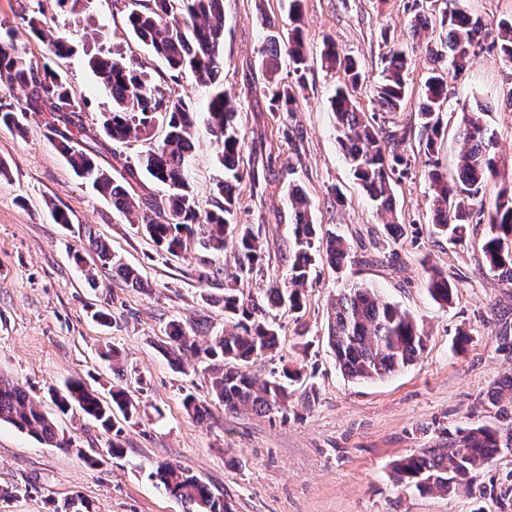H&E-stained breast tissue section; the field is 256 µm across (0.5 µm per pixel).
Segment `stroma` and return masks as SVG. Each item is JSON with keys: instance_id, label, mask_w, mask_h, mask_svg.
Wrapping results in <instances>:
<instances>
[{"instance_id": "obj_1", "label": "stroma", "mask_w": 512, "mask_h": 512, "mask_svg": "<svg viewBox=\"0 0 512 512\" xmlns=\"http://www.w3.org/2000/svg\"><path fill=\"white\" fill-rule=\"evenodd\" d=\"M23 2L43 8L47 25L68 37L73 51L54 65L84 98L90 120L112 108L110 94L87 65L88 55L98 52L138 60L162 90L195 103L191 181L201 206L210 207L217 171L204 111L211 85L189 75L172 83L163 63L127 38L114 0H79L63 10L53 0H0V24H16ZM412 3L302 0L312 56L306 87L296 112L276 116L269 110L260 52L264 33L256 16L262 10L283 13L286 0H224V91L238 110L244 162L261 164L271 152L280 156L266 182L239 187L237 221L259 233L265 258L260 271L240 279L237 289L259 297L287 274V188L293 181L311 200L313 222L352 245L349 275L413 315L427 337L425 351L407 368L373 381L347 378L327 343L328 311L342 283L319 261L301 312L277 313L283 330L275 359L248 366L252 376L264 379L282 365L304 364L306 379L296 384L282 412L225 410L203 376L179 372L163 351L170 320H204L211 330L223 328L224 306L217 298L234 269L232 251L208 257L194 243L185 258L162 256L109 199L75 176L53 145L45 114H28L20 131L0 125V163L8 171L0 177V373L53 414L59 434L69 441L50 447L0 424V489L13 492L0 500V512H51L54 503L76 495L92 512H192L150 479L161 462L197 475L231 512H512V495L502 500L423 493L394 470L397 461L436 446L446 434L493 421L483 395L512 377V350L498 341L503 329L512 330V288L488 270L482 252L486 227L471 226L460 245L433 234L424 181L432 160L454 174L462 114L475 111L473 90L479 87L493 105L487 123L500 172L480 196L492 201L503 184L512 183V70L502 67L496 52L481 49L470 70L449 77L451 109L442 116L437 152L428 157L419 144L418 103L433 63L424 49H415L405 107L377 114L386 128L407 134L410 167L391 183L396 217L404 226L397 244L387 245L383 219L337 140L330 98L339 76L318 59L325 36L357 57L367 81L375 82L381 55L411 41ZM434 8L466 9L492 29L512 18V0H436ZM285 126L293 130L295 145L281 138ZM56 208L68 214V223L55 222ZM92 234L139 269L140 287H129L99 262L88 244ZM208 262L225 273L204 283L199 275ZM432 268L455 284L451 305L430 297ZM103 307L112 312L111 325L94 317ZM302 330L311 343L305 353L297 345ZM461 330L471 340L460 353L455 339ZM111 348L120 354L119 366L101 357ZM72 379L104 398L115 387L135 391L142 413L124 423L121 455L108 454L110 435L101 427L81 414L58 412L49 390ZM187 393L205 405L203 419L185 414ZM96 456L102 464L90 467L89 458Z\"/></svg>"}]
</instances>
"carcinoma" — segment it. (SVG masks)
Instances as JSON below:
<instances>
[{
  "instance_id": "carcinoma-1",
  "label": "carcinoma",
  "mask_w": 512,
  "mask_h": 512,
  "mask_svg": "<svg viewBox=\"0 0 512 512\" xmlns=\"http://www.w3.org/2000/svg\"><path fill=\"white\" fill-rule=\"evenodd\" d=\"M126 16L132 38L158 56L171 72L170 79L189 72L215 86L207 106V122L215 151L218 178L215 179L212 208L201 207L190 182L189 162L195 149L191 128L197 113L194 104L168 94L154 84L135 62L120 53L93 56L89 66L112 97V110L93 123L81 96L67 84L64 75L48 63H38L19 45L16 32L0 33V80L19 87L25 99L19 108L0 105V123L23 129L30 112L49 114L48 130L56 149L74 174L86 180L129 223L137 225L165 254L182 258L191 240L199 238L201 247L222 254L233 244L234 278L252 274L262 265L264 247L253 228L235 219L239 204L238 189L245 180L254 187L261 177L255 167L243 165L244 134L238 111L224 94L220 76L224 70V0H116ZM43 11L22 10L19 18L28 36L45 44L56 57L71 51L66 35L50 29L40 18ZM265 32L263 66L268 74L269 107L272 112H294L298 90L304 88L309 70V55L304 43V18L300 0H290L287 19L262 12L257 16ZM412 38L426 45L433 60L447 58L448 65L434 68L424 83L418 104L421 137L426 155L436 152L442 128V112L450 107L448 75L467 69L475 51L482 48L489 35L479 20L463 11L442 13L440 19L414 12L409 21ZM288 27V39L282 40L281 28ZM500 36L492 42L500 62L512 65V20L499 23ZM288 56V81L279 76V61ZM322 64L342 74V82L331 100L336 132L343 156L353 176L385 218L386 234L396 240L403 235V225L396 221L390 180L403 175L410 166L404 153L405 135L378 129L376 114L359 105L365 77L357 61L339 52L335 40L324 39ZM411 56L406 50L393 49L381 56L380 78L372 87L380 111L399 112L407 102L406 77ZM477 111L463 114L459 136L462 139L456 174L448 179L438 163L425 172L430 194V217L434 232L457 245L465 241L474 219H486L483 253L489 271L504 285L512 287V187L503 188L493 202L475 200L481 187L496 176L492 156L494 134L484 123L489 106L476 102ZM162 131L160 140L154 132ZM141 136L151 147L131 162L112 150L113 164L104 167L97 155L110 142L125 143L131 136ZM150 180L165 188L157 198L143 197L135 208L130 192ZM293 237L288 275L270 285L263 296H244L235 288L224 289V329L199 343L195 329L181 321L167 325L170 361L185 372L184 356L191 355L201 367L190 366L193 373L207 378L214 396L224 408L238 412L251 410L269 414L285 406L288 388L302 379L296 367H282L270 378L249 376L243 367L251 360L272 358L277 352L282 326L271 317L274 309L299 312L304 306L303 290L308 283L315 256H326L330 265L340 270L352 262L351 244L334 232L317 236L311 219V203L297 184L288 185ZM93 251L102 264L112 265L126 284L141 285L139 272L112 253L108 244L92 239ZM428 292L435 302L446 306L453 302L455 285L442 273L429 275ZM328 344L343 373L354 380L383 379L411 364L426 347V336L415 319L398 305L382 298L377 289L362 281H348L329 312ZM512 398V377L490 389L483 401L496 408L495 421L456 430L438 448H425L417 455L401 460L396 470L399 478L422 492L449 493L457 485H471L473 474L491 465L501 448L512 446V410L503 405ZM57 409L74 408L112 433L108 452L122 451L123 429L116 414L130 421L139 413V401L123 388L114 389L111 399L103 401L80 380L65 383L53 393ZM186 414L200 420L204 405L192 394L182 398ZM0 422L27 431L41 442L55 447L66 444L53 418L49 417L19 384L0 377ZM150 477L165 493L193 506L195 512H229L215 499L207 486L179 465L159 464ZM53 512H90L89 504L71 497Z\"/></svg>"
}]
</instances>
